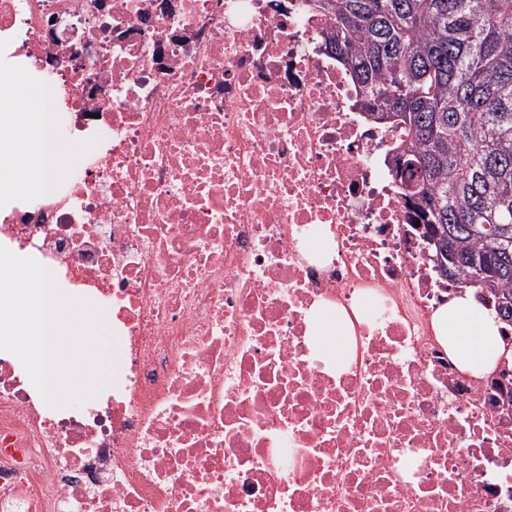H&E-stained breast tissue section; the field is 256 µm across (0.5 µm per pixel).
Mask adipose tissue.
<instances>
[{
    "mask_svg": "<svg viewBox=\"0 0 512 512\" xmlns=\"http://www.w3.org/2000/svg\"><path fill=\"white\" fill-rule=\"evenodd\" d=\"M47 93H29L21 79L0 89V195H11L37 183L49 186L64 168L66 157L49 153ZM438 341L455 358L459 368L480 378L501 365H512V343L500 334L494 315L470 295H458L439 306L433 315ZM314 351L342 363L352 354L354 339L343 319L315 321Z\"/></svg>",
    "mask_w": 512,
    "mask_h": 512,
    "instance_id": "ef3b65f1",
    "label": "adipose tissue"
}]
</instances>
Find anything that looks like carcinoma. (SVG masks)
<instances>
[{
	"instance_id": "cac0c4a2",
	"label": "carcinoma",
	"mask_w": 512,
	"mask_h": 512,
	"mask_svg": "<svg viewBox=\"0 0 512 512\" xmlns=\"http://www.w3.org/2000/svg\"><path fill=\"white\" fill-rule=\"evenodd\" d=\"M370 115L396 114L440 275L512 330V0H306Z\"/></svg>"
}]
</instances>
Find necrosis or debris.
Masks as SVG:
<instances>
[{
  "label": "necrosis or debris",
  "instance_id": "obj_1",
  "mask_svg": "<svg viewBox=\"0 0 512 512\" xmlns=\"http://www.w3.org/2000/svg\"><path fill=\"white\" fill-rule=\"evenodd\" d=\"M0 0L75 172L0 215L112 310L120 378L48 405L0 355V512H512V370L439 344L458 294L303 0ZM352 323L342 372L310 313ZM415 464L406 474L403 461Z\"/></svg>",
  "mask_w": 512,
  "mask_h": 512
}]
</instances>
